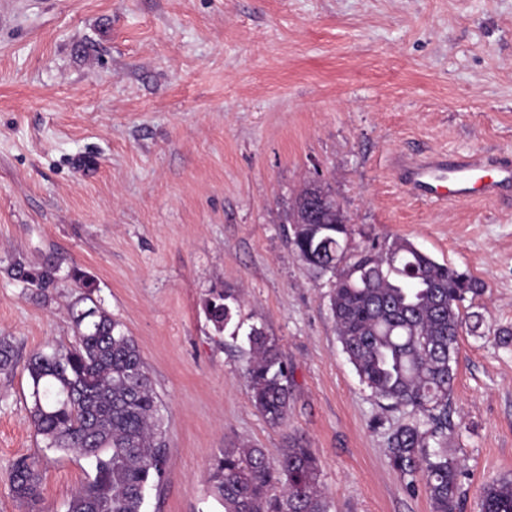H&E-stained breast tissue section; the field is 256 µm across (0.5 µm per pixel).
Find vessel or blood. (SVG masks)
Returning a JSON list of instances; mask_svg holds the SVG:
<instances>
[{
	"label": "vessel or blood",
	"instance_id": "obj_1",
	"mask_svg": "<svg viewBox=\"0 0 512 512\" xmlns=\"http://www.w3.org/2000/svg\"><path fill=\"white\" fill-rule=\"evenodd\" d=\"M397 176L407 194L429 201H498L512 194V156L485 151L398 156Z\"/></svg>",
	"mask_w": 512,
	"mask_h": 512
}]
</instances>
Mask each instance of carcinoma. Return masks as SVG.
Listing matches in <instances>:
<instances>
[{"mask_svg":"<svg viewBox=\"0 0 512 512\" xmlns=\"http://www.w3.org/2000/svg\"><path fill=\"white\" fill-rule=\"evenodd\" d=\"M296 196L288 223L300 260L332 283L330 309L337 340L362 383L391 408H409L417 419L387 437V455L400 473H422L433 512H460L461 471L448 457L449 406L455 382L462 307L483 282L441 264L404 238L367 250L352 243L350 226L336 206L307 223ZM49 260H20L10 274L43 295L57 280ZM233 295L213 290L203 311L219 333L232 320ZM76 344L46 346L26 360L30 418L47 448L90 462L93 476L70 499L66 512H142L147 487L168 463L162 403L133 337L97 304L73 313ZM253 352L245 378L255 407L274 425L284 421L291 398L288 368L278 344L263 329L247 334ZM11 338L0 336V372L16 366ZM13 496L36 504L39 461L21 458L10 477ZM209 483L224 512H329L312 449L293 445L271 463L261 448L233 445L211 464ZM481 512H512V480L483 487Z\"/></svg>","mask_w":512,"mask_h":512,"instance_id":"1","label":"carcinoma"}]
</instances>
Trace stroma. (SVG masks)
Segmentation results:
<instances>
[{"label":"stroma","instance_id":"stroma-1","mask_svg":"<svg viewBox=\"0 0 512 512\" xmlns=\"http://www.w3.org/2000/svg\"><path fill=\"white\" fill-rule=\"evenodd\" d=\"M512 152V0H0V336L21 356L75 343L85 272L136 340L170 461L143 512H218L208 471L230 444L314 451L330 512H432L391 465L410 422L359 380L336 338L331 283L289 244L288 206L322 174L355 245L405 238L485 284L464 313L448 454L463 512L512 479V205L409 198L399 154ZM54 258L41 297L8 273ZM239 301L216 332L212 289ZM262 327L292 398L253 405L246 335ZM28 374L0 373V512H66L91 475L46 448ZM39 460L40 499L10 490ZM13 496L27 504L35 505L39 499L41 483L39 461L21 458L14 462L10 477Z\"/></svg>","mask_w":512,"mask_h":512}]
</instances>
